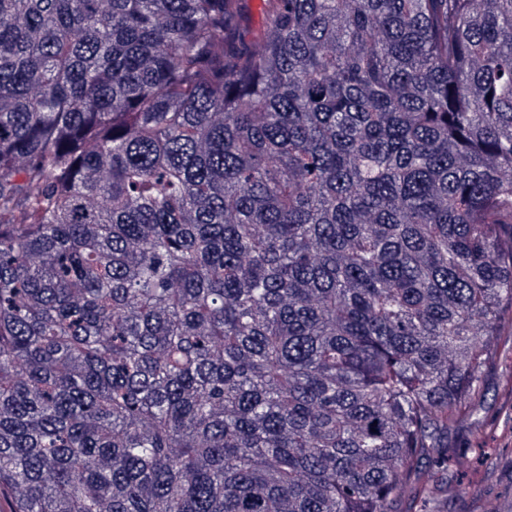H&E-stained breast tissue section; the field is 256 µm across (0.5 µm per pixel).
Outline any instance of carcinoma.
Returning <instances> with one entry per match:
<instances>
[{
  "label": "carcinoma",
  "instance_id": "obj_1",
  "mask_svg": "<svg viewBox=\"0 0 512 512\" xmlns=\"http://www.w3.org/2000/svg\"><path fill=\"white\" fill-rule=\"evenodd\" d=\"M259 14L0 0L9 512H427L484 409L512 0Z\"/></svg>",
  "mask_w": 512,
  "mask_h": 512
}]
</instances>
